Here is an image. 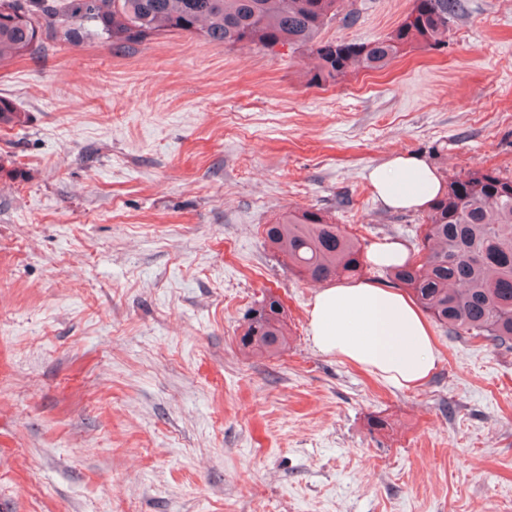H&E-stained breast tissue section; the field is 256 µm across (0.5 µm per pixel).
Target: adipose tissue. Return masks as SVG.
I'll return each mask as SVG.
<instances>
[{
    "mask_svg": "<svg viewBox=\"0 0 512 512\" xmlns=\"http://www.w3.org/2000/svg\"><path fill=\"white\" fill-rule=\"evenodd\" d=\"M376 200L393 210H422L445 190L438 172L415 154H397L368 174ZM314 347L396 388H413L434 370L433 332L407 295L371 280L318 291L309 310Z\"/></svg>",
    "mask_w": 512,
    "mask_h": 512,
    "instance_id": "ef3b65f1",
    "label": "adipose tissue"
}]
</instances>
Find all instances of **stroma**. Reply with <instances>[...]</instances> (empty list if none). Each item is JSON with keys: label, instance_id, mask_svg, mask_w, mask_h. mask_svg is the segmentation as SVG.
I'll use <instances>...</instances> for the list:
<instances>
[{"label": "stroma", "instance_id": "stroma-1", "mask_svg": "<svg viewBox=\"0 0 512 512\" xmlns=\"http://www.w3.org/2000/svg\"><path fill=\"white\" fill-rule=\"evenodd\" d=\"M461 3L443 48L319 86L309 53L173 33L0 67V512H512V353L438 326L432 376L385 385L314 348L317 288L262 238L309 209L414 246L424 212L367 179L399 153L512 178V0ZM355 6L324 38L412 0ZM270 292L288 346L244 357Z\"/></svg>", "mask_w": 512, "mask_h": 512}]
</instances>
